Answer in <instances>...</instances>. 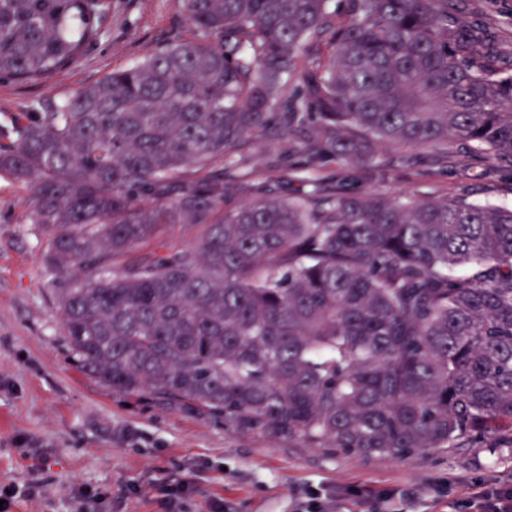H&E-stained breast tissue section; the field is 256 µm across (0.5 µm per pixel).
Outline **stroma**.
Masks as SVG:
<instances>
[{"instance_id": "35a3bbf8", "label": "stroma", "mask_w": 512, "mask_h": 512, "mask_svg": "<svg viewBox=\"0 0 512 512\" xmlns=\"http://www.w3.org/2000/svg\"><path fill=\"white\" fill-rule=\"evenodd\" d=\"M107 34L48 82L0 79V126L58 102L175 39L191 38L182 0H116ZM512 53V0H468ZM391 149L375 163L321 175L354 193L467 197L512 205V164L449 142L447 154ZM31 192L0 179V483L32 488L12 512H79L77 489L105 493L101 512H168L162 486L186 478L178 512H300L335 498L337 512H469L468 484L512 480V448H441L402 460L366 458L228 433L220 420L113 393L73 365L59 296L66 277L46 264L27 223Z\"/></svg>"}]
</instances>
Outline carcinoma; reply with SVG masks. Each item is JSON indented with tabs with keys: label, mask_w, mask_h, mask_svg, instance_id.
Segmentation results:
<instances>
[{
	"label": "carcinoma",
	"mask_w": 512,
	"mask_h": 512,
	"mask_svg": "<svg viewBox=\"0 0 512 512\" xmlns=\"http://www.w3.org/2000/svg\"><path fill=\"white\" fill-rule=\"evenodd\" d=\"M327 2L183 0L200 36L0 127V178L30 188L27 221L71 277L73 362L271 442L512 446V206L316 181L286 199V170L224 183L254 136L299 156L297 176L450 138L512 162V56L466 0H353L334 28ZM112 10L0 0V79L72 65ZM169 224L202 235L137 254Z\"/></svg>",
	"instance_id": "1"
}]
</instances>
